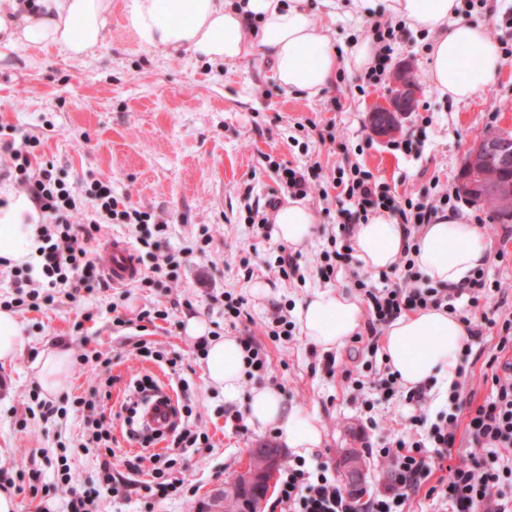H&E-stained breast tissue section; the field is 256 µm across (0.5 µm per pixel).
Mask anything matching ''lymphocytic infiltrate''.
<instances>
[{
    "label": "lymphocytic infiltrate",
    "instance_id": "lymphocytic-infiltrate-1",
    "mask_svg": "<svg viewBox=\"0 0 512 512\" xmlns=\"http://www.w3.org/2000/svg\"><path fill=\"white\" fill-rule=\"evenodd\" d=\"M369 32L374 52L360 79L378 83L388 73L398 29L391 21L378 19L370 22ZM37 145L36 138L30 136L0 139V153L11 159L6 177L14 179L38 214L39 256L36 262L14 267L10 286L15 304L36 308L53 303L60 290L74 300L106 287L102 261L92 257L89 249L105 224L143 229L139 242L150 250L153 263L149 274L141 278V287L159 288L172 282L170 268L176 256L162 251L159 241L169 229L168 222L145 207L120 203L111 182L90 175L68 182L50 169H34ZM337 183L347 198L354 200L360 219L386 211L402 225L405 238L397 262L403 274L396 282L381 288L363 281L358 284L367 305V320L364 329L356 332L355 342L369 357H377L380 336L400 316L430 309L453 313L457 301L462 300L467 305L462 317L466 330L461 346L464 363L459 367L458 381L448 388L447 407L432 415L409 416L404 434L381 449L380 456L390 470L381 490L361 499L343 489L325 464L311 467L300 459L282 470L276 507L279 512H407L409 501L423 492L429 499L444 503L447 512H512V496L505 493L512 485V318L499 315L492 306L494 284L484 270L473 271L456 288L422 286L414 271L412 251L422 227L434 223L439 214L458 209L461 196L445 192L403 199L356 164L341 173ZM149 224L154 225V232H146ZM490 329L498 335L496 351L488 360L493 370L492 395L478 404L466 392L462 379L468 373L466 360L472 356L474 344ZM37 407L48 422L65 419L72 410L80 412L87 426L80 448L97 459L94 478L80 486L75 485L69 464L57 467L54 484L69 492L68 512H97L101 498L126 497L136 487L161 502L183 493L184 480L171 476L163 467L152 468L149 481L136 483L134 476L143 470V456L126 460L121 471L112 464L106 452L111 424L100 407L99 387L74 398L67 408L48 399L38 400ZM461 432L467 436L472 454L450 467L448 479L429 485L436 465L447 459Z\"/></svg>",
    "mask_w": 512,
    "mask_h": 512
}]
</instances>
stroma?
I'll return each instance as SVG.
<instances>
[{
	"label": "stroma",
	"mask_w": 512,
	"mask_h": 512,
	"mask_svg": "<svg viewBox=\"0 0 512 512\" xmlns=\"http://www.w3.org/2000/svg\"><path fill=\"white\" fill-rule=\"evenodd\" d=\"M127 0H112L103 42L81 58L58 46L10 48L0 44V126L39 138L41 162H50L60 176L85 173L111 181L120 198L154 210L172 230L165 241L176 250L208 228L205 254L189 258L176 270L173 292L141 288L137 283L114 286L71 301L57 295L54 303L13 314L24 334L17 360L0 364V488L12 491L19 512H64L66 496L52 486L51 459L59 441L74 444L69 463L77 479L89 480L94 457L79 451L83 430L79 413L65 423L44 422L30 413L41 388L33 363L42 349L65 341L78 353L79 333L87 331L90 348L111 352L114 382L105 401L115 412L112 447L115 464L142 452L167 455L172 435L149 446L129 440L118 414L129 396V385L143 377L164 379L177 386L186 377L191 389L180 395L190 405L197 425L211 445L187 455L174 468L184 478V497L152 505L139 495L130 499L104 497L98 512H198L200 504L221 491L225 480L247 463L250 449L273 446L282 464L295 455L284 448L273 429L233 427L235 405L206 382L203 361L193 355L194 342L185 333L188 319L205 321L210 331L240 338L255 336L268 354L264 383L277 389L286 405L317 419L323 442L308 463H325L341 474L343 462L359 455L365 495H372L388 477L378 456L401 430L414 406L404 397L378 400L372 382L362 390L348 387L345 372L360 374L366 354L349 342L335 349L336 370L327 372L323 354L302 334L290 341H272L265 324L273 304L296 309L317 291L358 295L357 279L378 284V273L363 269L359 259L343 263L335 280H320L314 268L332 247V216L340 204L334 176L357 163L395 188L416 198L439 188L455 190L463 159L485 134L512 129V30L496 42L499 72L477 97L455 102L442 97L427 79L431 36L401 26L391 62V75L374 85L358 87V70L340 68L334 83L318 95L281 87L269 62L251 57L234 64L209 62L187 49L163 51L143 45L125 23ZM312 18L330 27L338 51L352 38L363 37L366 19L346 13L324 0H303ZM409 69L421 95L416 109L402 121V132L423 142L420 156L393 149L390 140L371 135L367 115L388 94L396 74ZM313 166L318 187L306 205L316 216L315 234L300 251L304 278L283 276L273 263L284 245L274 236L254 234L245 218L248 206L268 201L286 203L275 175L276 165ZM470 215L481 216L482 234L490 257L489 280L500 285V313H512V220L496 218L485 206L470 204ZM506 252L499 261L497 252ZM269 284L270 295L256 297L255 283ZM245 300L246 314L230 322L218 294ZM168 308V320L148 324L158 348L185 355L186 367L168 366L140 357L124 341L128 331L113 326L114 316L136 319L141 308ZM375 400L365 411V400ZM372 428H364L366 418Z\"/></svg>",
	"instance_id": "35a3bbf8"
}]
</instances>
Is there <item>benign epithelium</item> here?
Returning a JSON list of instances; mask_svg holds the SVG:
<instances>
[{
    "mask_svg": "<svg viewBox=\"0 0 512 512\" xmlns=\"http://www.w3.org/2000/svg\"><path fill=\"white\" fill-rule=\"evenodd\" d=\"M400 89L385 103L375 107L369 115L372 131L381 137L391 136L401 130L402 118L412 111L417 102L419 89L407 76L399 79ZM512 171V137L502 131H493L467 152L457 179V191L476 203L485 196L495 195L505 204L512 203V181L505 173ZM249 458L255 462L241 472V481L257 483L260 495L249 505L248 512H260L272 491L279 462V449L271 446L254 448Z\"/></svg>",
    "mask_w": 512,
    "mask_h": 512,
    "instance_id": "benign-epithelium-1",
    "label": "benign epithelium"
}]
</instances>
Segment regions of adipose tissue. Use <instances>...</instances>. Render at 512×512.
<instances>
[{
    "instance_id": "obj_1",
    "label": "adipose tissue",
    "mask_w": 512,
    "mask_h": 512,
    "mask_svg": "<svg viewBox=\"0 0 512 512\" xmlns=\"http://www.w3.org/2000/svg\"><path fill=\"white\" fill-rule=\"evenodd\" d=\"M456 4L457 0H388L387 7L411 29L432 34L427 78L440 94L460 102L473 99L492 81L499 53L482 27L457 21ZM111 7L112 0H41L37 14L26 15L23 25L13 27L7 15L16 6L13 0H5L0 5V34L10 47L54 44L83 57L103 41ZM127 22L151 48H188L199 57L228 64L249 56L269 60L282 87L311 96L332 84L339 67L363 69L373 53L369 42L360 41L351 45L346 57H339L326 27L317 24L306 9L281 0H247L243 9L231 0H132ZM26 207V202H16L0 218V256L18 263L37 247L33 225L19 221ZM273 221L277 236L295 246L304 245L314 234V214L298 200H288ZM417 244L416 265L441 286L464 283L488 261L481 231L464 209L426 225ZM353 247L366 270L391 269L404 247L402 227L387 212L372 214L357 225ZM296 316L308 341L330 351L353 336L363 308L357 298L319 291L299 304ZM185 331L191 338H209L208 383L221 390L227 402L241 399L246 362L238 340L209 336L207 324L196 318L188 320ZM464 334V325L455 315L418 311L390 324L382 347L400 383L414 389L433 376L455 379ZM71 362L66 348L54 346L41 352L37 379L45 393L66 389ZM245 401L248 421L275 427L295 454L307 456L319 448L318 422L288 408L277 390L255 388Z\"/></svg>"
}]
</instances>
